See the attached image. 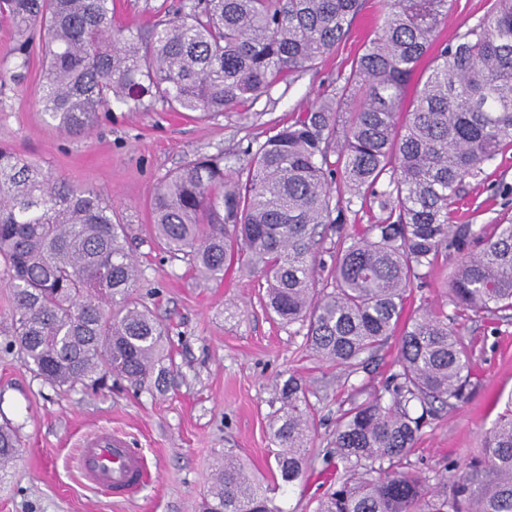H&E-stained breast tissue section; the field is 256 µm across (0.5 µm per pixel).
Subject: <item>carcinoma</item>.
Returning <instances> with one entry per match:
<instances>
[{
    "label": "carcinoma",
    "mask_w": 512,
    "mask_h": 512,
    "mask_svg": "<svg viewBox=\"0 0 512 512\" xmlns=\"http://www.w3.org/2000/svg\"><path fill=\"white\" fill-rule=\"evenodd\" d=\"M365 0H177L136 34L116 27L112 0H0L14 52L30 33L48 42L41 103L59 129L82 135L99 113L145 102L220 113L271 94L333 52ZM448 0H385L381 24L349 72L264 141L242 150L246 177L222 155L194 159L153 189L163 249L206 281L259 268L267 308L307 324L322 361L356 373L399 336L380 386L352 387L329 455L333 486L316 512H512V397L484 448L448 482L402 470L428 421L462 402L471 347L455 321L512 311V223L455 224L448 205L512 147V0H496L438 41ZM430 60L419 71L425 57ZM378 208L344 232L352 206ZM335 229L330 286L317 288L315 250ZM462 255L441 306L403 317L407 291L448 254ZM0 262L12 290V342L59 389L142 390L165 380L169 330L134 296L138 270L126 225L100 193L52 179L0 148ZM270 423L277 477L309 464V391L291 375ZM20 439L0 426V471ZM271 488L224 455L202 512H281Z\"/></svg>",
    "instance_id": "1"
}]
</instances>
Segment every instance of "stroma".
<instances>
[{
  "label": "stroma",
  "mask_w": 512,
  "mask_h": 512,
  "mask_svg": "<svg viewBox=\"0 0 512 512\" xmlns=\"http://www.w3.org/2000/svg\"><path fill=\"white\" fill-rule=\"evenodd\" d=\"M382 13L381 0H366L335 52L290 87L245 104L249 121L233 110L202 118L158 105L145 112L116 106L81 136L60 131L43 112L41 41H33L27 60H20L12 25L0 18V146L111 201L141 270L135 294L169 327L175 362L156 388L63 392L43 383L0 335V422L9 421L22 440L0 477V512H200L228 452L250 477L272 481L269 424L280 407L279 390L292 374L310 391L316 425L312 463L302 480L274 491L273 501L281 512H315L335 476L328 450L339 410L352 386H377L386 379L397 340L389 341L366 373L320 361L305 345V326L284 325L268 314L260 272L233 268L223 280L204 281L164 253L152 233L149 203L156 182L187 161L240 154L248 141L264 139L273 124L306 111L328 81L348 71ZM451 210L475 224L512 222V148L466 183ZM458 261V254H450L414 285L406 312L444 304V282ZM459 327L473 346L470 393L423 427L404 461L407 471L433 484L449 476L450 462L480 451L512 394V317H474ZM101 428L125 433L140 449L152 474L149 484L117 499L83 478L76 463L81 444Z\"/></svg>",
  "instance_id": "1"
}]
</instances>
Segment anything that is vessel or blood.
I'll use <instances>...</instances> for the list:
<instances>
[{
  "label": "vessel or blood",
  "mask_w": 512,
  "mask_h": 512,
  "mask_svg": "<svg viewBox=\"0 0 512 512\" xmlns=\"http://www.w3.org/2000/svg\"><path fill=\"white\" fill-rule=\"evenodd\" d=\"M78 466L91 484L117 496L146 480L142 455L130 447L123 434L111 429L100 430L84 442Z\"/></svg>",
  "instance_id": "1"
}]
</instances>
